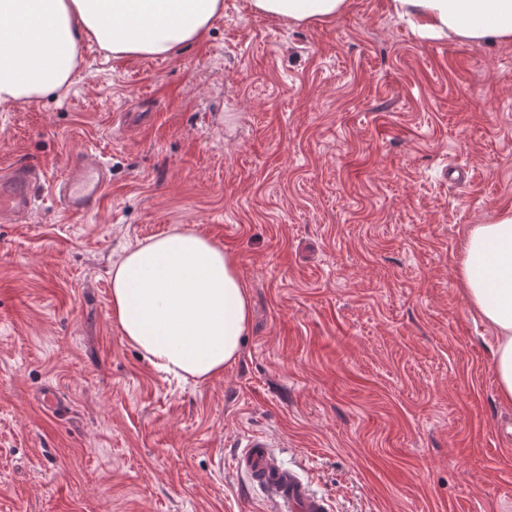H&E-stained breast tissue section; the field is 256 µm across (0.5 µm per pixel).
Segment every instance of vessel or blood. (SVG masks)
<instances>
[{"mask_svg": "<svg viewBox=\"0 0 512 512\" xmlns=\"http://www.w3.org/2000/svg\"><path fill=\"white\" fill-rule=\"evenodd\" d=\"M110 184L105 165L79 167L59 181L47 182L45 174L26 164L0 167V222L26 221L42 190H49L65 212L87 214L101 203ZM238 469L252 486L273 502L276 512H328L326 500L314 494L297 473L282 467L266 438L247 439L236 456Z\"/></svg>", "mask_w": 512, "mask_h": 512, "instance_id": "1", "label": "vessel or blood"}]
</instances>
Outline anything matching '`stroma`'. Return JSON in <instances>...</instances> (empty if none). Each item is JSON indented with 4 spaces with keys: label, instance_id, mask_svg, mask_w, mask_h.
Segmentation results:
<instances>
[{
    "label": "stroma",
    "instance_id": "1",
    "mask_svg": "<svg viewBox=\"0 0 512 512\" xmlns=\"http://www.w3.org/2000/svg\"><path fill=\"white\" fill-rule=\"evenodd\" d=\"M82 157L111 171L98 210L0 223V512H272L235 465L255 435L330 512H512V405L458 266L512 212V43L421 39L390 0L318 27L224 0L167 59L87 42L61 97L0 105V165ZM176 224L251 297L199 384L112 317L113 262Z\"/></svg>",
    "mask_w": 512,
    "mask_h": 512
}]
</instances>
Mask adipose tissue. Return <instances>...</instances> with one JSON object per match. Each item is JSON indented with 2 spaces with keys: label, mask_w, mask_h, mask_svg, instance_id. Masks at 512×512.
<instances>
[{
  "label": "adipose tissue",
  "mask_w": 512,
  "mask_h": 512,
  "mask_svg": "<svg viewBox=\"0 0 512 512\" xmlns=\"http://www.w3.org/2000/svg\"><path fill=\"white\" fill-rule=\"evenodd\" d=\"M351 0H249L251 11L318 26ZM423 39L512 42V0H391ZM224 0H0V104L63 93L83 42L112 56L167 58L204 40ZM470 309L493 329L498 394L512 404V212L470 225L459 246ZM112 315L123 339L159 370L205 382L242 355L250 300L235 258L174 226L112 265Z\"/></svg>",
  "instance_id": "ef3b65f1"
}]
</instances>
